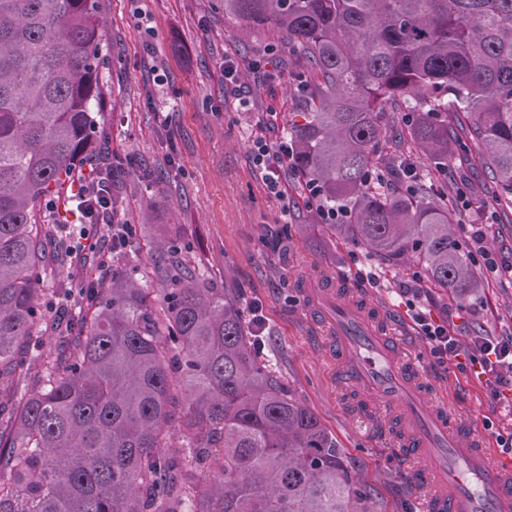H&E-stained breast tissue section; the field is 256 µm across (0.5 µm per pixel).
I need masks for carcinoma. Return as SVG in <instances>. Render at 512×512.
Returning <instances> with one entry per match:
<instances>
[{
	"label": "carcinoma",
	"mask_w": 512,
	"mask_h": 512,
	"mask_svg": "<svg viewBox=\"0 0 512 512\" xmlns=\"http://www.w3.org/2000/svg\"><path fill=\"white\" fill-rule=\"evenodd\" d=\"M224 14L288 42L289 165L315 206L346 214L325 230L478 294L448 191L426 176L394 189L385 167L441 173L475 154L512 208V0H224ZM100 41L96 0H0V376H27L17 346L36 321L64 343L0 417V512H377L336 436L258 361L234 295L162 249L156 296L116 268L81 316L45 317L39 212L93 156Z\"/></svg>",
	"instance_id": "carcinoma-1"
}]
</instances>
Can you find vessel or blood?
I'll return each mask as SVG.
<instances>
[{
    "mask_svg": "<svg viewBox=\"0 0 512 512\" xmlns=\"http://www.w3.org/2000/svg\"><path fill=\"white\" fill-rule=\"evenodd\" d=\"M343 344L338 383L400 402L405 418L416 420L412 457H424L439 478L425 512H512V456L489 460L485 449L464 448L444 414L415 393V367L402 338L379 333L367 316L352 309L339 316Z\"/></svg>",
    "mask_w": 512,
    "mask_h": 512,
    "instance_id": "obj_1",
    "label": "vessel or blood"
}]
</instances>
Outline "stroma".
I'll return each instance as SVG.
<instances>
[{
    "instance_id": "obj_1",
    "label": "stroma",
    "mask_w": 512,
    "mask_h": 512,
    "mask_svg": "<svg viewBox=\"0 0 512 512\" xmlns=\"http://www.w3.org/2000/svg\"><path fill=\"white\" fill-rule=\"evenodd\" d=\"M97 10L102 108L95 151L113 168L115 220L133 233L115 250L105 226L63 224L42 210L49 241L83 232L97 245L67 257L50 254L44 298L70 293V311L78 313L85 275L100 282L120 267L151 273L152 240L171 236L180 261L210 286L231 288L246 318L261 315L259 358L336 436L379 512H424L429 488L414 483L402 450L408 422L337 383L339 353L317 293L364 309L382 331L402 336L420 390L446 410L451 427L466 425L469 439L495 448L497 434L512 432V410L490 401L455 361L435 364L401 295L410 271L373 262L377 281L361 282L356 271L372 262L370 254L316 227V211L292 170L283 173V196L269 191L250 141L266 120L269 135L283 136L289 113L301 109L287 47L272 53L266 36L244 35L222 0H98ZM228 59L239 66L232 81L224 76ZM443 180L449 190L465 188L470 201L456 213L462 247L474 248L473 233L481 231L479 244L497 264H511L512 224L496 223L481 166L449 156ZM417 304L449 316L460 336L476 329L512 336V277L486 273L481 295L467 300L426 284Z\"/></svg>"
}]
</instances>
